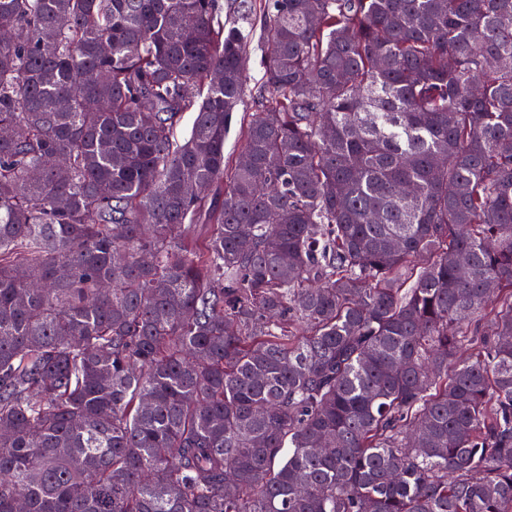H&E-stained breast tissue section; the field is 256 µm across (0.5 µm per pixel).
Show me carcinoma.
<instances>
[{
	"label": "carcinoma",
	"instance_id": "obj_1",
	"mask_svg": "<svg viewBox=\"0 0 512 512\" xmlns=\"http://www.w3.org/2000/svg\"><path fill=\"white\" fill-rule=\"evenodd\" d=\"M0 19V512H512V0ZM246 73V96L244 105L239 106L234 112L231 129L224 143V155L230 163L237 160L243 149V127L250 120L254 108L250 100V92L254 90L261 81L263 69L261 65V52L257 50L256 40L251 42L246 49L245 55Z\"/></svg>",
	"mask_w": 512,
	"mask_h": 512
}]
</instances>
